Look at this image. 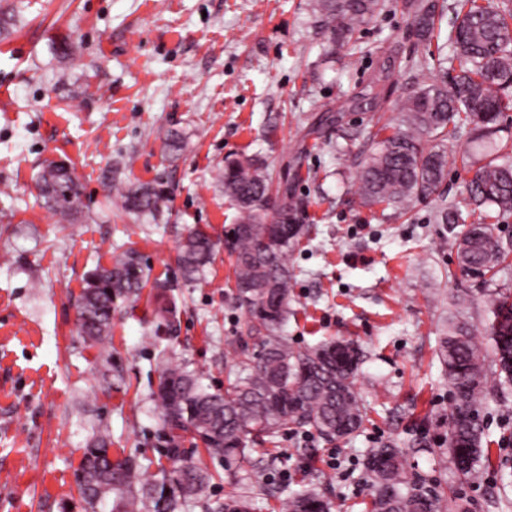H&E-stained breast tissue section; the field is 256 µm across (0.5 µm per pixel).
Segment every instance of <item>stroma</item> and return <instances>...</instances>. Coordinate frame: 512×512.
I'll return each mask as SVG.
<instances>
[{
  "label": "stroma",
  "mask_w": 512,
  "mask_h": 512,
  "mask_svg": "<svg viewBox=\"0 0 512 512\" xmlns=\"http://www.w3.org/2000/svg\"><path fill=\"white\" fill-rule=\"evenodd\" d=\"M14 33L0 41V512H87L79 494L82 448L108 428L113 454L128 450L151 472L169 466L151 400L156 365L167 358L223 389L230 345L245 331L234 300L235 258L224 242L236 211L217 183L226 156L246 153L287 174L304 208V235L289 259L293 302L283 329L306 348L331 338L362 350L357 389L368 415L351 439L327 442L287 426L277 447L251 463L267 480L254 492L247 468L183 443L181 459L205 463L214 478L183 512H207L231 493L256 512H281L291 496L316 489L331 512H365L368 449L394 441L427 479L455 491L464 512H512V386L483 411L492 467L459 483L442 441L451 397L438 347L443 324L459 314L482 348L492 315L484 287L457 269L453 236L436 224L439 199L465 207L462 154L468 137L448 142L441 198L401 209L363 206L359 164L370 147L356 132L373 115L361 95H384L398 117L406 94L437 70L398 69L418 49L406 12L391 10L355 42L329 50L307 0H23ZM81 54L59 57L62 38ZM187 145L165 158L167 130ZM70 162L82 185V212L59 220L35 201L45 160ZM168 180L165 224L135 220L105 183L128 187ZM218 244L214 264L184 289L180 326L155 336L148 296L116 301L111 386H103L99 346L77 334L76 304L89 270L132 248L151 278L176 280L189 232ZM472 300L455 310L453 299Z\"/></svg>",
  "instance_id": "stroma-1"
}]
</instances>
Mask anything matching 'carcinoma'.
<instances>
[{
  "instance_id": "cac0c4a2",
  "label": "carcinoma",
  "mask_w": 512,
  "mask_h": 512,
  "mask_svg": "<svg viewBox=\"0 0 512 512\" xmlns=\"http://www.w3.org/2000/svg\"><path fill=\"white\" fill-rule=\"evenodd\" d=\"M398 6L412 13L424 42L423 51L407 60L408 67L424 68L432 61L442 65L431 50L439 22L434 5L420 0L308 3L314 23L332 47L344 46L362 27ZM20 12L17 0L0 5V36L9 32ZM454 12L452 80L443 76L408 95L398 122L377 121L363 130L372 149L359 172L358 193L368 207L398 209L433 195L448 169V141L492 135L512 112V0H455ZM185 146L183 133L167 132L170 157H177ZM487 157L465 184L469 208L462 211L442 199L435 221L465 227L457 246L459 269L491 285L512 266V242L495 233V224L512 219V141L489 143ZM219 185L237 212L227 238L235 257L234 299L248 315L249 331L259 335V348L249 352L242 339L232 346L234 365L222 393L208 391L196 372L163 359L152 397L171 458L179 456L188 436L211 457L224 459L228 471L248 460L253 445L276 444L290 423L333 441L360 433L366 415L356 388L360 357L354 343L337 338L317 348L296 349L279 335L290 310L288 259L303 235L299 227L283 242L275 230L276 222L288 221L303 207L288 178L274 177L257 158L241 154L224 160ZM37 188V201L62 219L81 213V188L66 162H46ZM118 194L128 213L150 224L170 215L172 192L162 177ZM214 248L202 230L186 237L177 256L183 286L205 277ZM148 280L147 265L132 248L115 255L110 266L90 271L77 308L80 335L93 345L104 344L112 332L116 300L137 302ZM173 288L168 280L153 283L157 333L177 329L179 306ZM489 312L491 352L475 344L464 322H449L440 338L439 355L452 398L444 445L462 480L474 476L485 455L481 409L488 394L487 368H492L498 384L512 383V292H497ZM364 466L372 482L369 512L448 509L447 492L426 486L425 479L409 469L397 444L369 449ZM208 481L207 472L195 464L146 478L132 455L112 459L105 430L83 448L80 493L92 512L111 497L112 512H180L204 492ZM216 512H254V503L232 495L216 505ZM284 512H330V504L305 490L288 500Z\"/></svg>"
}]
</instances>
